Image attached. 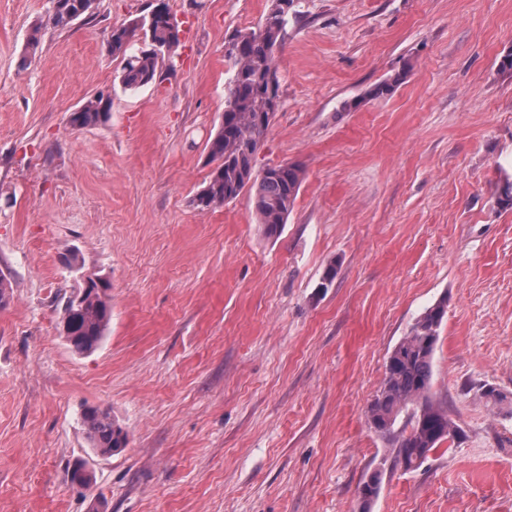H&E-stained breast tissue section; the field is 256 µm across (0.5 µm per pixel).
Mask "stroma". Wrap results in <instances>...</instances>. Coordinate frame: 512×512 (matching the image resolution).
I'll return each instance as SVG.
<instances>
[{"instance_id": "obj_1", "label": "stroma", "mask_w": 512, "mask_h": 512, "mask_svg": "<svg viewBox=\"0 0 512 512\" xmlns=\"http://www.w3.org/2000/svg\"><path fill=\"white\" fill-rule=\"evenodd\" d=\"M151 0H0V512H512V0H297L257 169L305 179L279 237L252 191L202 210L227 37L271 0H168L181 30L155 82H119L111 28ZM41 23L36 52L26 49ZM405 72L394 94L366 99ZM104 92L112 110L77 130ZM80 273L111 284L92 353L60 335ZM335 264L330 287L320 282ZM447 299L432 391L462 435L404 470L366 408L410 324ZM126 448L94 453L84 407ZM83 463L88 488L71 486ZM49 21L65 27L83 16H92L96 0H50ZM111 107V96L100 92L90 97L81 107L70 114L69 124L74 129L96 126L107 120ZM383 470L375 469L368 480L364 481L360 491L361 512H370L371 503L378 496L382 484Z\"/></svg>"}]
</instances>
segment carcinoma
Returning <instances> with one entry per match:
<instances>
[{
	"label": "carcinoma",
	"instance_id": "cac0c4a2",
	"mask_svg": "<svg viewBox=\"0 0 512 512\" xmlns=\"http://www.w3.org/2000/svg\"><path fill=\"white\" fill-rule=\"evenodd\" d=\"M272 0L258 30L237 31L231 41L236 53L229 59L232 77L226 86L222 122L208 143L209 162L214 164L207 185L195 205L209 209L236 199L254 189L253 209L257 223L269 238L278 237L297 198L304 178L298 163L271 166L258 173L255 159L265 141L269 123L262 119L270 98L278 95L268 75L281 45L286 26L279 21L278 3ZM96 0H50L49 21L65 27L83 16H91ZM180 29L165 4L130 24L114 28L107 38L111 55L123 59L121 83L140 88L156 80L160 58L180 42ZM397 72L370 89L366 96L392 94L403 82ZM112 98L102 92L90 97L69 116L74 129L96 126L107 120ZM110 288L100 279L78 290L65 303L60 335L72 351L85 354L101 342L111 318ZM446 315V299L426 309L395 345L386 362L385 377L366 413L371 426L395 453V461L406 470L419 468L445 441L461 434L448 414V406L432 393L433 359ZM82 425L93 448L110 455L126 447L127 433L96 406L85 408ZM383 470L378 468L364 481L360 491L361 512H370L378 496Z\"/></svg>",
	"mask_w": 512,
	"mask_h": 512
}]
</instances>
